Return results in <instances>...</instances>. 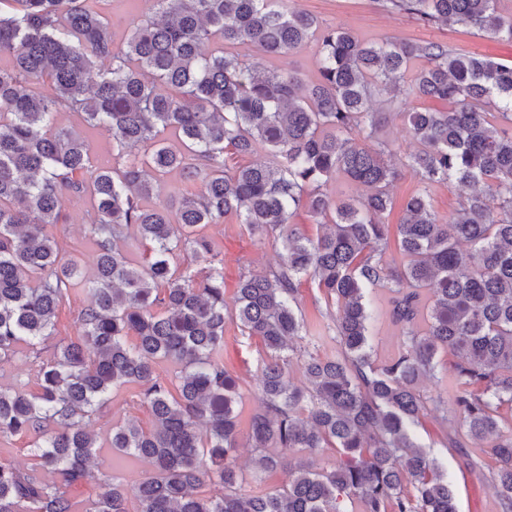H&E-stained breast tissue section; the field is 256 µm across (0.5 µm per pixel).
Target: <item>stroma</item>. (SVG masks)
Instances as JSON below:
<instances>
[{
	"label": "stroma",
	"mask_w": 512,
	"mask_h": 512,
	"mask_svg": "<svg viewBox=\"0 0 512 512\" xmlns=\"http://www.w3.org/2000/svg\"><path fill=\"white\" fill-rule=\"evenodd\" d=\"M298 8L313 15L318 22L352 31L362 41L372 43L394 37L406 40L440 42L463 52H478L495 60L512 64V45L495 42L471 31L446 26L424 25L416 16L386 10L381 0H296ZM95 8L108 21L115 42H122L133 21L155 12L152 0H95ZM90 207L88 198L65 197L62 214L65 223L55 225L53 232L68 255L83 263H91L93 249L86 235L83 217ZM206 234L220 250L224 260L226 290H233L242 273H259L273 266L279 247L273 237L252 236L244 225L227 217L208 225ZM369 299L377 310L370 328L369 340L374 357L383 361L398 353L405 336L400 325L389 315L386 289L369 292ZM261 343L258 338L243 336L235 323L224 329V365L239 378L243 394L241 409L251 415L260 407L252 385L260 360ZM132 420L143 428H152L153 421L146 406L141 405L135 387L113 391L109 402L91 420V427L100 440H107L115 422ZM415 439L428 455L447 468L455 489L459 512H499L498 498L488 470H473L464 465L455 449L446 447L443 433L434 416H425L416 427ZM93 477L86 484L72 489L71 496L78 512H88L91 504L112 484H130L151 474L142 461L121 457L111 449H98L92 466Z\"/></svg>",
	"instance_id": "stroma-1"
}]
</instances>
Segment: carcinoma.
<instances>
[{
	"instance_id": "cac0c4a2",
	"label": "carcinoma",
	"mask_w": 512,
	"mask_h": 512,
	"mask_svg": "<svg viewBox=\"0 0 512 512\" xmlns=\"http://www.w3.org/2000/svg\"><path fill=\"white\" fill-rule=\"evenodd\" d=\"M6 2L0 360L32 359L37 391L0 384V437L34 438L32 466L0 459V512H75L69 490L93 478L101 447L89 420L128 385L153 428L117 424L108 447L147 462L152 475L112 485L89 512H346L347 502L358 512H458L448 472L413 438L428 413L469 468L492 459L499 512H512V422L498 413L512 405V64L440 43H365L289 0H152L158 17L132 25L120 45L89 0ZM498 2L384 7L512 43V14ZM310 41L314 81L284 66L255 71L237 51L280 61ZM417 60L424 65L406 79ZM44 76L47 92H27L24 83ZM410 98L450 108L404 112L416 149L399 157L376 137L387 113L375 105ZM62 113L78 124L57 122ZM83 127L111 134L112 161L93 167ZM258 150L265 160L227 166L226 156ZM173 171L200 189L152 202ZM405 171L417 188L391 224L390 188ZM338 176L368 192L332 198L325 187ZM450 182L470 192L442 222L430 188ZM65 195L90 197L89 273L48 230L63 223ZM301 208L322 233L293 222ZM228 216L281 246L276 267L242 275L231 304L204 234ZM308 279L336 307L337 356L314 349L323 336L299 314ZM81 285L91 301L80 332L41 358L59 308ZM368 288L392 294L390 315L406 336L380 364ZM229 321L264 354L260 408L244 432L238 384L224 366ZM295 337L307 340L297 363L288 354ZM442 355L454 358L451 409L421 390L438 379ZM161 361L174 378L157 372ZM243 433L254 453L247 488L236 462ZM326 448L339 460L320 469ZM295 451L304 457L292 464ZM278 471L284 483L264 487ZM204 485L210 492L198 493Z\"/></svg>"
}]
</instances>
